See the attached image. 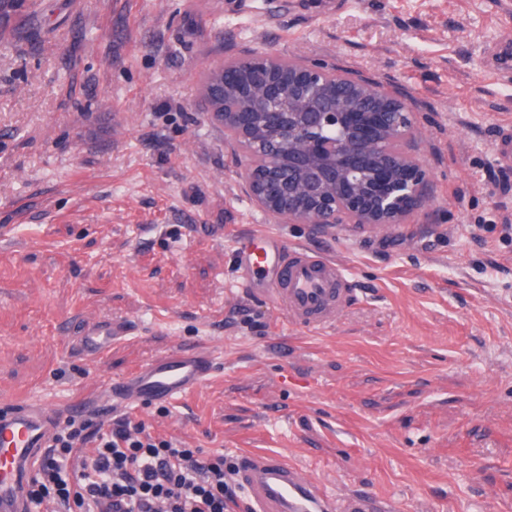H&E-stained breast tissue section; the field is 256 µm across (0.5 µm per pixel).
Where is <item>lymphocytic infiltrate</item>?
I'll return each instance as SVG.
<instances>
[{
  "instance_id": "obj_1",
  "label": "lymphocytic infiltrate",
  "mask_w": 512,
  "mask_h": 512,
  "mask_svg": "<svg viewBox=\"0 0 512 512\" xmlns=\"http://www.w3.org/2000/svg\"><path fill=\"white\" fill-rule=\"evenodd\" d=\"M234 470L223 451L198 456L130 416L107 427L72 416L59 424L26 494L32 512H231Z\"/></svg>"
}]
</instances>
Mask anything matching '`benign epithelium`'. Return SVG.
<instances>
[{
  "label": "benign epithelium",
  "instance_id": "7a95c632",
  "mask_svg": "<svg viewBox=\"0 0 512 512\" xmlns=\"http://www.w3.org/2000/svg\"><path fill=\"white\" fill-rule=\"evenodd\" d=\"M242 64L250 84L239 110L222 111L225 77L239 80L234 65L202 96L225 141L246 158L241 179L256 207L293 224L385 227L428 201L414 113L401 97L324 65L285 68L268 54Z\"/></svg>",
  "mask_w": 512,
  "mask_h": 512
}]
</instances>
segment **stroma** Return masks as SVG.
Returning a JSON list of instances; mask_svg holds the SVG:
<instances>
[{"instance_id": "35a3bbf8", "label": "stroma", "mask_w": 512, "mask_h": 512, "mask_svg": "<svg viewBox=\"0 0 512 512\" xmlns=\"http://www.w3.org/2000/svg\"><path fill=\"white\" fill-rule=\"evenodd\" d=\"M23 0L0 29V405L93 397L164 351L214 350L195 392L131 414L208 454L277 453L392 512H512V84L488 65L512 0ZM266 53L378 81L416 114L430 203L397 228L266 214L201 96ZM336 257L330 329L232 297L236 240ZM137 327L78 356L88 323Z\"/></svg>"}]
</instances>
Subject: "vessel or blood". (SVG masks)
Segmentation results:
<instances>
[{"mask_svg": "<svg viewBox=\"0 0 512 512\" xmlns=\"http://www.w3.org/2000/svg\"><path fill=\"white\" fill-rule=\"evenodd\" d=\"M237 257L232 279L237 294H252L253 272L265 271L264 296L291 324L310 331L334 325L352 296L351 278L342 263L271 233L259 232L250 245L238 249ZM130 332L123 318L93 322L84 329L78 351L101 356ZM211 369V352L171 350L113 380L92 403H77L72 411L107 418L136 402H173L200 387ZM61 415L60 409L34 400L0 410V512H29L26 484ZM235 477L247 495L248 512H390L366 492L335 501L302 468L272 453L239 455Z\"/></svg>", "mask_w": 512, "mask_h": 512, "instance_id": "obj_1", "label": "vessel or blood"}]
</instances>
